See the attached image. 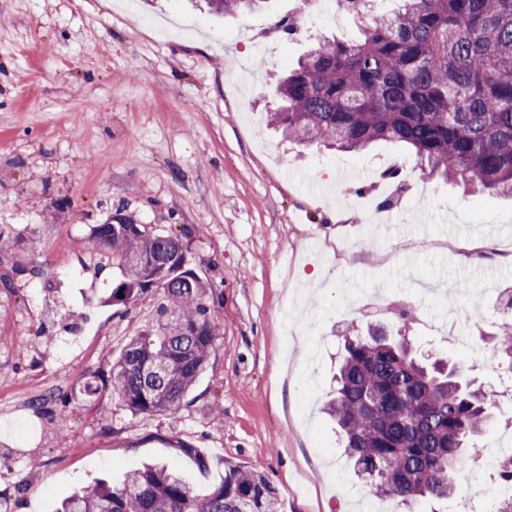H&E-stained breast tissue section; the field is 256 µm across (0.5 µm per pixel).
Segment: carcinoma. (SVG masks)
<instances>
[{
    "label": "carcinoma",
    "instance_id": "carcinoma-1",
    "mask_svg": "<svg viewBox=\"0 0 512 512\" xmlns=\"http://www.w3.org/2000/svg\"><path fill=\"white\" fill-rule=\"evenodd\" d=\"M263 0H207L220 16ZM357 22L348 40L316 37L281 76L268 121L284 140L363 151L401 143L432 177L512 197V0H396L389 14L370 0H342ZM91 249L119 270L112 303L163 289L159 320L135 334L110 375L133 414L177 409L205 369L214 329L206 284L186 262L180 235H150L124 216L97 224ZM493 396L436 358L426 366L406 336H343L327 411L358 475L401 512L448 502L454 475L476 462L472 439L492 425ZM56 512H278L258 469L224 463V480L196 494L166 465L130 471L64 498Z\"/></svg>",
    "mask_w": 512,
    "mask_h": 512
}]
</instances>
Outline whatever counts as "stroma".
Wrapping results in <instances>:
<instances>
[{
	"instance_id": "stroma-1",
	"label": "stroma",
	"mask_w": 512,
	"mask_h": 512,
	"mask_svg": "<svg viewBox=\"0 0 512 512\" xmlns=\"http://www.w3.org/2000/svg\"><path fill=\"white\" fill-rule=\"evenodd\" d=\"M302 2L223 17L188 0H0V512H54L153 461L199 494L225 463L259 469L280 512H399L354 475L322 411L339 336L373 321L498 392L477 438L482 463L457 474L451 502L493 512L492 472L512 440V363L494 338L512 322V200L426 177L397 144L281 141L264 112L275 76L309 35L357 32L322 0L310 32L286 35L280 21ZM393 163L411 172L394 204L353 178ZM118 213L181 234L207 285L214 349L173 412L135 415L109 390L82 394L162 301L154 290L108 303L119 271L87 241ZM462 240L508 255L464 266ZM368 296L385 313L361 312ZM398 300L413 303L411 320L388 311ZM49 390L54 402L33 409Z\"/></svg>"
}]
</instances>
